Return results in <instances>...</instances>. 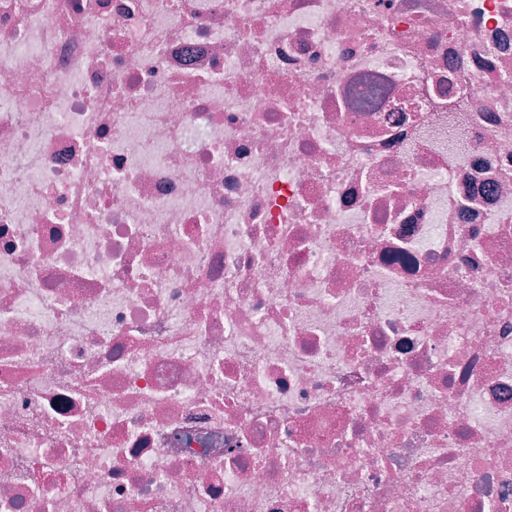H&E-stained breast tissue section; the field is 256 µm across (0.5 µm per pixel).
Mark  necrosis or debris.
Masks as SVG:
<instances>
[{
	"instance_id": "necrosis-or-debris-1",
	"label": "necrosis or debris",
	"mask_w": 512,
	"mask_h": 512,
	"mask_svg": "<svg viewBox=\"0 0 512 512\" xmlns=\"http://www.w3.org/2000/svg\"><path fill=\"white\" fill-rule=\"evenodd\" d=\"M0 512H512V0H0Z\"/></svg>"
}]
</instances>
